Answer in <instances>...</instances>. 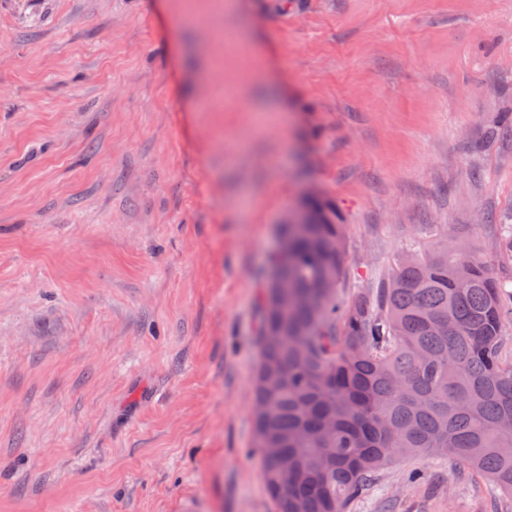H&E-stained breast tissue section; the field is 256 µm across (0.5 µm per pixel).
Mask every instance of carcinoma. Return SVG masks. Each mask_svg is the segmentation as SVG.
Instances as JSON below:
<instances>
[{
  "instance_id": "carcinoma-1",
  "label": "carcinoma",
  "mask_w": 512,
  "mask_h": 512,
  "mask_svg": "<svg viewBox=\"0 0 512 512\" xmlns=\"http://www.w3.org/2000/svg\"><path fill=\"white\" fill-rule=\"evenodd\" d=\"M266 285L255 446L275 512H349L387 465L449 454L512 497V276L452 245L407 248L344 298L345 225L307 202Z\"/></svg>"
}]
</instances>
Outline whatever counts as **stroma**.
I'll use <instances>...</instances> for the list:
<instances>
[{
	"instance_id": "35a3bbf8",
	"label": "stroma",
	"mask_w": 512,
	"mask_h": 512,
	"mask_svg": "<svg viewBox=\"0 0 512 512\" xmlns=\"http://www.w3.org/2000/svg\"><path fill=\"white\" fill-rule=\"evenodd\" d=\"M511 110L512 0H0V512H274L252 381L282 220L335 203L344 296L410 244L512 269ZM493 499L420 454L351 512Z\"/></svg>"
}]
</instances>
